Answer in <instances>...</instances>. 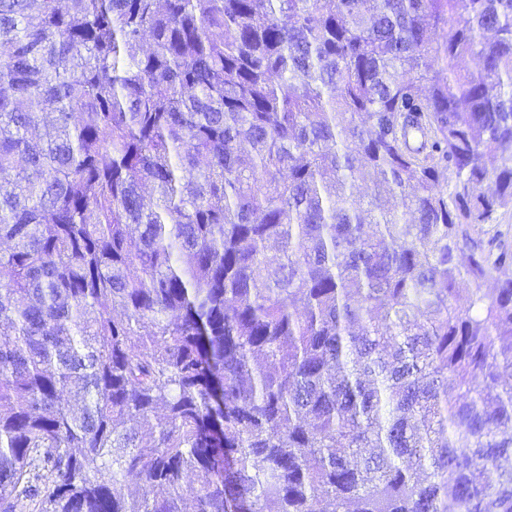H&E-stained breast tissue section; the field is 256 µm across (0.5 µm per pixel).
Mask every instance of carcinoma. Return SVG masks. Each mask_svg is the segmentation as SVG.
I'll return each mask as SVG.
<instances>
[{"instance_id": "cac0c4a2", "label": "carcinoma", "mask_w": 512, "mask_h": 512, "mask_svg": "<svg viewBox=\"0 0 512 512\" xmlns=\"http://www.w3.org/2000/svg\"><path fill=\"white\" fill-rule=\"evenodd\" d=\"M509 209L512 0H0V512H512Z\"/></svg>"}]
</instances>
